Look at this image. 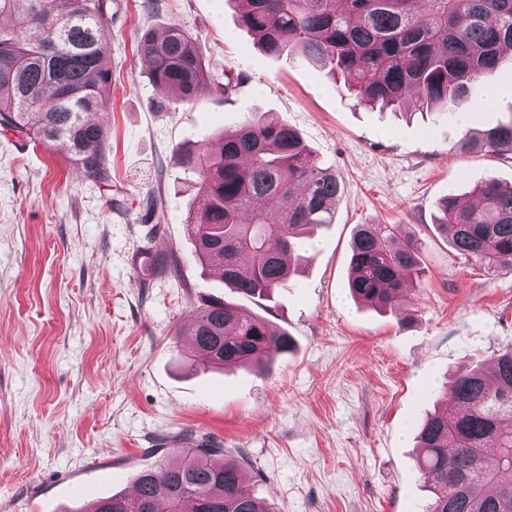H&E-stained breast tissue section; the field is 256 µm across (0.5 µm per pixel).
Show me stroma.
<instances>
[{"label":"stroma","instance_id":"1","mask_svg":"<svg viewBox=\"0 0 512 512\" xmlns=\"http://www.w3.org/2000/svg\"><path fill=\"white\" fill-rule=\"evenodd\" d=\"M172 25L232 92L184 104L149 82L140 35ZM106 26L108 180L0 127V512H76L130 492L188 434L242 459L275 512H425L420 423L454 372L512 345V271L460 259L433 224L448 193L512 182V159L455 150L466 129L512 115V77L480 78L465 115L437 121L373 109L327 69L266 55L230 0H112ZM493 86L498 106L481 109ZM250 111L294 127L342 192L291 286L240 301L287 329L292 352L262 372L203 371L177 330L225 288L194 259L173 150L217 147ZM360 224H399L421 244L423 277L396 309L349 293ZM172 255L178 273L160 271Z\"/></svg>","mask_w":512,"mask_h":512}]
</instances>
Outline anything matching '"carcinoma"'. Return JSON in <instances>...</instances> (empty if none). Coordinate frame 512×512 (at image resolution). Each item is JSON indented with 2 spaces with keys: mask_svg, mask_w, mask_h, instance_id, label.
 I'll return each mask as SVG.
<instances>
[{
  "mask_svg": "<svg viewBox=\"0 0 512 512\" xmlns=\"http://www.w3.org/2000/svg\"><path fill=\"white\" fill-rule=\"evenodd\" d=\"M239 26L269 55L284 51L329 67L360 101L397 111L413 103L437 120L469 101V86L512 58V0H240ZM112 0H0V126L61 149L92 181L108 178L103 109L112 76L103 30ZM39 36H29L31 30ZM149 80L182 103L210 77L197 41L179 27L140 37ZM463 154L512 156V116L455 145ZM194 178L189 208L199 262L222 271L243 298L270 295L307 261L304 239L332 223L341 185L313 158L298 132L267 112H248L224 131L221 148L177 147ZM437 228L452 249L486 272L512 269V183L488 180L465 200L440 202ZM417 239L395 224H359L351 242L348 288L359 302L395 307L421 279ZM192 340L205 367L264 370L293 348L285 329L215 295L198 300ZM444 407L418 431V467L432 483L427 512H512V347L487 369L456 372L442 387ZM135 492L99 499L82 512H275L258 498L242 464L198 442L160 471L144 470Z\"/></svg>",
  "mask_w": 512,
  "mask_h": 512,
  "instance_id": "carcinoma-1",
  "label": "carcinoma"
}]
</instances>
